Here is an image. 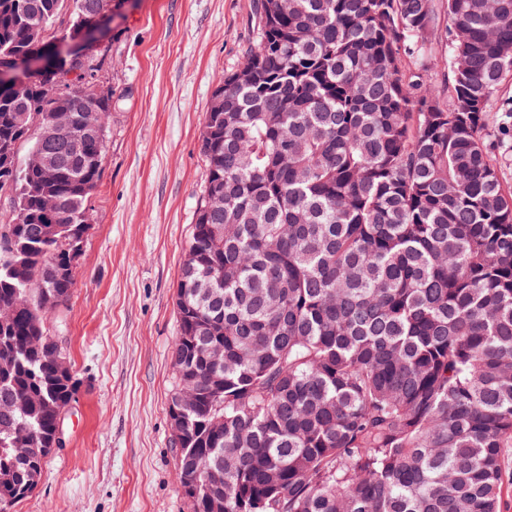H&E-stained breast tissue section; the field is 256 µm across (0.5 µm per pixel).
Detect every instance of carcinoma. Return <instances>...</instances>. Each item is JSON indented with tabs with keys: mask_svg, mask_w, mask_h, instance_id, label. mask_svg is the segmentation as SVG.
Masks as SVG:
<instances>
[{
	"mask_svg": "<svg viewBox=\"0 0 512 512\" xmlns=\"http://www.w3.org/2000/svg\"><path fill=\"white\" fill-rule=\"evenodd\" d=\"M82 0H0V509L37 488L76 396L47 314L68 307L107 139L29 163L79 118L84 63L53 41ZM253 0L247 63L201 131L207 178L175 293V387L201 398L174 444L192 512H501L512 448V186L486 141L512 77V0ZM449 42L446 88L425 59ZM224 342V366L203 358ZM37 449L19 459L13 449ZM64 126H67L65 121H60L57 125L47 124L45 125L42 132V139L49 140L50 142H57L64 138V143L67 149L71 153H78L80 151V145L83 138V133L81 135H68L65 136V131L62 130ZM65 136V137H64Z\"/></svg>",
	"mask_w": 512,
	"mask_h": 512,
	"instance_id": "1",
	"label": "carcinoma"
}]
</instances>
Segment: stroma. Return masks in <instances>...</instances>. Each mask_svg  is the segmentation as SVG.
I'll return each instance as SVG.
<instances>
[{
  "instance_id": "35a3bbf8",
  "label": "stroma",
  "mask_w": 512,
  "mask_h": 512,
  "mask_svg": "<svg viewBox=\"0 0 512 512\" xmlns=\"http://www.w3.org/2000/svg\"><path fill=\"white\" fill-rule=\"evenodd\" d=\"M254 37L251 0H128L102 43L104 174L72 300L47 320L77 399L65 446L10 512H191L168 413L174 296L207 175L204 115Z\"/></svg>"
}]
</instances>
